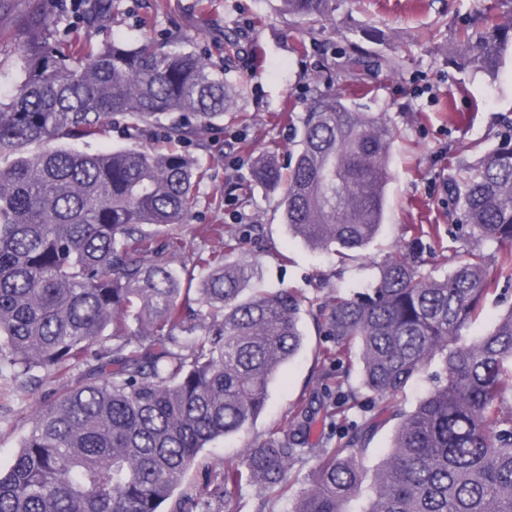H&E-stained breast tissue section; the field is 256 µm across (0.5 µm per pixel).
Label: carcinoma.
Listing matches in <instances>:
<instances>
[{"instance_id": "1", "label": "carcinoma", "mask_w": 512, "mask_h": 512, "mask_svg": "<svg viewBox=\"0 0 512 512\" xmlns=\"http://www.w3.org/2000/svg\"><path fill=\"white\" fill-rule=\"evenodd\" d=\"M46 0L19 13L15 81L0 97V396L12 400L55 374L70 384L33 418L13 464L0 470V512H213L207 494L175 496L208 444L263 411L268 387L302 350L304 305L334 342L324 357L358 345L362 387L381 402L401 395L441 357L445 376L399 422L364 512H512V311L478 340L462 330L496 287L490 268L512 269V135L449 189L467 243L436 278L419 248L392 253L363 291L319 302L283 290L244 295L254 265L227 264L234 234L208 224L217 244L188 254L185 275L170 255L186 249L174 230L208 175L178 145L213 129L241 91L209 59L166 51L152 39L53 38ZM111 0H87L97 30ZM310 27L336 0H282ZM512 54V0H494L479 27L454 32L452 61L488 75ZM116 117L139 134L160 125L172 147L133 145L96 153L75 147ZM395 131L382 114L348 99H312L287 171L256 159L254 184L280 191L284 223L318 250L359 251L384 219ZM200 271V277L194 272ZM197 282L190 288L184 283ZM346 373L317 384L344 391ZM378 414L351 420L325 395L286 429L222 463L212 494L228 499L242 480L286 491V475L317 461L312 488L293 512H348L365 474ZM350 432L344 446L308 448L317 424Z\"/></svg>"}]
</instances>
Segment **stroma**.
Instances as JSON below:
<instances>
[{"label":"stroma","mask_w":512,"mask_h":512,"mask_svg":"<svg viewBox=\"0 0 512 512\" xmlns=\"http://www.w3.org/2000/svg\"><path fill=\"white\" fill-rule=\"evenodd\" d=\"M492 2L338 0L329 20L308 34L281 12L280 0H116L109 23L114 38L147 36L161 42L176 36L177 48L205 53L223 69L228 82L243 89L236 111L225 113L219 126L188 146L210 166L180 229L188 246L200 245L198 230L203 225H224L238 242L227 259L255 265L253 287L271 292L299 289L326 298L345 288L370 287L384 259L410 240L408 225L423 224L437 229L422 239L428 271L436 277L448 273L454 265L448 184L512 128V57H506L493 76L462 71L448 62L454 28L479 18ZM228 34L239 44L237 53L229 56L224 53ZM353 52L393 60L396 70L345 71L342 64ZM317 92L349 97L362 112L382 113L397 131L388 159L391 178L384 223L376 240L344 268L335 257L289 233L278 191L257 185L245 196L235 190L259 155L271 151L286 160L301 132L305 105ZM165 142L162 127L141 137L119 123L79 147L93 153L134 143L160 147ZM510 309L512 282L503 280L463 330L464 341L483 336ZM303 331V350L271 382L258 419L204 448L200 456L206 467L190 470L185 488L218 484L224 459L242 456L282 428L319 394L316 375L336 372V363L322 356L333 343L312 315H305ZM68 382V376L55 375L0 423L1 469L13 463L34 415Z\"/></svg>","instance_id":"35a3bbf8"}]
</instances>
